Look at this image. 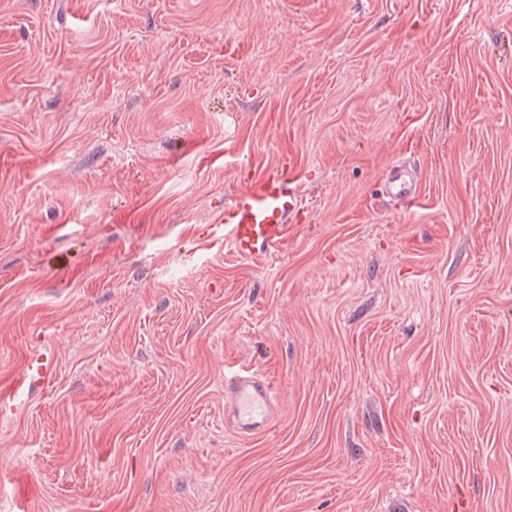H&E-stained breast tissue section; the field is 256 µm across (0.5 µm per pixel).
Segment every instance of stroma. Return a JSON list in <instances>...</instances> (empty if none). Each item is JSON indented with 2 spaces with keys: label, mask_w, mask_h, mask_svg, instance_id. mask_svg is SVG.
Returning a JSON list of instances; mask_svg holds the SVG:
<instances>
[{
  "label": "stroma",
  "mask_w": 512,
  "mask_h": 512,
  "mask_svg": "<svg viewBox=\"0 0 512 512\" xmlns=\"http://www.w3.org/2000/svg\"><path fill=\"white\" fill-rule=\"evenodd\" d=\"M35 350L0 512H512V0H0V389ZM384 194L392 201L406 202L416 198L418 187L414 170L400 160L392 162L383 175ZM303 206L291 163L247 181L224 206V240L240 257L260 260L283 241L290 215ZM53 367L42 355L35 353L31 356L21 383L13 390L9 398L1 400V412L12 410L22 401L29 384H45L52 377ZM279 413L274 386L264 373L224 368V419L239 437L253 439L267 432Z\"/></svg>",
  "instance_id": "obj_1"
}]
</instances>
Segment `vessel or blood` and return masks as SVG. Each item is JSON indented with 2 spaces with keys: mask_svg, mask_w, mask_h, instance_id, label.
Masks as SVG:
<instances>
[{
  "mask_svg": "<svg viewBox=\"0 0 512 512\" xmlns=\"http://www.w3.org/2000/svg\"><path fill=\"white\" fill-rule=\"evenodd\" d=\"M381 185L393 201L416 198L414 170L401 161L386 169ZM303 206L299 177L293 166L283 165L261 178L249 181L224 206V240L240 257L260 260L283 241L290 215ZM53 367L42 355L33 354L23 377L0 409L20 403L28 385L45 384ZM280 413V404L271 380L262 372L240 367L224 372V418L244 439L267 432Z\"/></svg>",
  "mask_w": 512,
  "mask_h": 512,
  "instance_id": "vessel-or-blood-1",
  "label": "vessel or blood"
}]
</instances>
